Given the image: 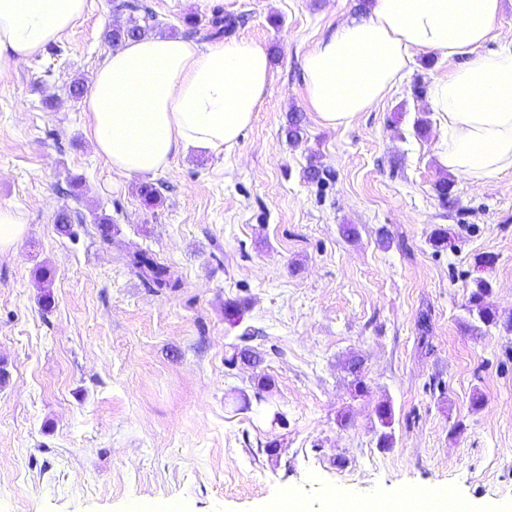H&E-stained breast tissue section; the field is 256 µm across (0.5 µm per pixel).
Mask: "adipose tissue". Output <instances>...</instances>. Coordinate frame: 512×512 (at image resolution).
Listing matches in <instances>:
<instances>
[{
    "instance_id": "1",
    "label": "adipose tissue",
    "mask_w": 512,
    "mask_h": 512,
    "mask_svg": "<svg viewBox=\"0 0 512 512\" xmlns=\"http://www.w3.org/2000/svg\"><path fill=\"white\" fill-rule=\"evenodd\" d=\"M87 0H0V69L41 54ZM500 0H373L367 19L339 27L304 56L309 107L329 127L374 109L417 51L454 60L431 95L447 127L441 161L476 186L512 171V35L482 53ZM260 44L204 46L155 34L123 43L94 72L84 109L97 156L122 176L167 169L189 149L223 152L251 126L269 86Z\"/></svg>"
}]
</instances>
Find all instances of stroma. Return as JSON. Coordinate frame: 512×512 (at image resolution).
I'll return each mask as SVG.
<instances>
[{
	"mask_svg": "<svg viewBox=\"0 0 512 512\" xmlns=\"http://www.w3.org/2000/svg\"><path fill=\"white\" fill-rule=\"evenodd\" d=\"M143 2L155 33L199 46L215 14L237 17L235 37L269 51L272 82L234 147L151 176V207L139 179L95 155L69 92L112 52L104 30L127 21L112 0H88L59 41L0 73V206L27 220L0 254V512H265L286 493L324 512L333 493L374 502L415 488L512 512V332L469 329L464 308L483 278L493 310L512 316V173L452 178L454 206L437 200L450 176L431 88L452 61L415 53L374 110L334 129L308 106L303 58L363 18L360 0ZM293 112L296 143L284 132ZM313 164L326 187L306 179ZM64 210L70 238L55 229ZM439 227L450 247L432 244ZM130 244L181 288L144 284L122 258ZM486 255L493 265L479 266ZM245 328L262 362L227 366ZM352 358L366 392L344 369ZM263 376L287 427L243 407Z\"/></svg>",
	"mask_w": 512,
	"mask_h": 512,
	"instance_id": "stroma-1",
	"label": "stroma"
}]
</instances>
